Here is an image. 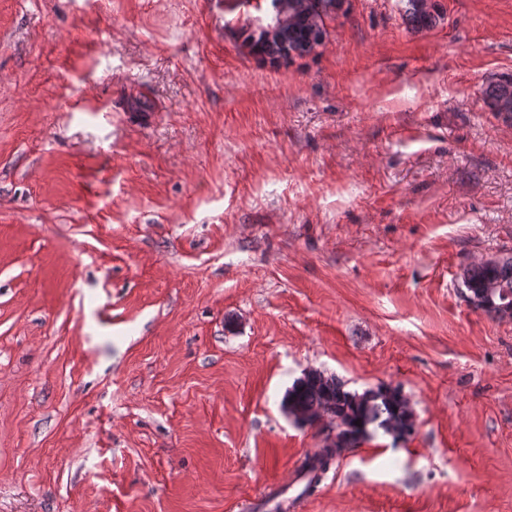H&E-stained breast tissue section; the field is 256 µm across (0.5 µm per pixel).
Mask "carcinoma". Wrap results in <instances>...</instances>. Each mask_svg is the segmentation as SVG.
I'll use <instances>...</instances> for the list:
<instances>
[{
  "label": "carcinoma",
  "mask_w": 512,
  "mask_h": 512,
  "mask_svg": "<svg viewBox=\"0 0 512 512\" xmlns=\"http://www.w3.org/2000/svg\"><path fill=\"white\" fill-rule=\"evenodd\" d=\"M402 2L403 19L416 30L430 29L440 20L435 4L428 6L426 0ZM344 3L345 0H272L275 14L285 12L288 20L243 30V45L262 61L287 64L323 43L327 36L325 20L340 11ZM482 97L492 111L512 119V74L491 80L482 89ZM462 287L464 297L474 308L500 315L502 306H512V254L498 257L493 265L465 267ZM283 405L289 413L312 424L324 415L336 420V440H326L321 451L302 464L301 496L312 494L332 462L348 450L380 432L397 443L415 431L413 409L399 388L382 384L361 392L350 391L336 377L318 370H309L295 380Z\"/></svg>",
  "instance_id": "cac0c4a2"
}]
</instances>
